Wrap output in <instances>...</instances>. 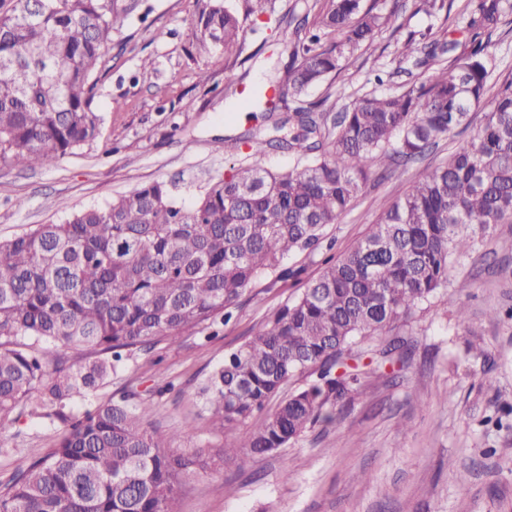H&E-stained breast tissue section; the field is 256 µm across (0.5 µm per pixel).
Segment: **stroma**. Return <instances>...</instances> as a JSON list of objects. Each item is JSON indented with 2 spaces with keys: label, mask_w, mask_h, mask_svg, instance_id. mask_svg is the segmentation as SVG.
<instances>
[{
  "label": "stroma",
  "mask_w": 512,
  "mask_h": 512,
  "mask_svg": "<svg viewBox=\"0 0 512 512\" xmlns=\"http://www.w3.org/2000/svg\"><path fill=\"white\" fill-rule=\"evenodd\" d=\"M206 0H141L112 35L97 72L93 110L100 135L88 145L34 169L0 163V240L37 224L61 222L69 213L104 205L154 180L175 183L189 202L209 178L227 173L243 153L224 142L267 126L262 111L248 107L252 86L284 73L292 63L295 28L286 16L304 17L313 0H271L267 15L245 16V0H224L243 14L240 54L197 53L195 17ZM448 13L428 17L413 7L395 9L392 22L370 46L350 57L309 102L337 112L375 90V75L396 89L422 83L426 68L398 61L410 33L434 31L466 42L468 0H445ZM151 67H143V59ZM456 128L402 178L372 179L338 223L329 225L332 248L296 255L300 281L268 290L256 284L238 301L233 320L218 336L193 333L153 353L135 356L93 399L75 412L108 400L129 384L151 391L153 424L174 454L209 448L219 435L202 413L197 391L224 360L305 282L316 278L328 253H341L362 238L384 208L448 150L469 138ZM450 277L466 306V324L439 305L423 306L400 331L410 346L405 364L388 365L369 379L342 422H317L285 451L245 458L189 478L182 512H512V224H499ZM480 344L483 355L469 351ZM55 428L21 418L0 433V480L22 460L43 455ZM371 479L358 481L360 472Z\"/></svg>",
  "instance_id": "obj_1"
}]
</instances>
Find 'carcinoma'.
<instances>
[{
    "instance_id": "cac0c4a2",
    "label": "carcinoma",
    "mask_w": 512,
    "mask_h": 512,
    "mask_svg": "<svg viewBox=\"0 0 512 512\" xmlns=\"http://www.w3.org/2000/svg\"><path fill=\"white\" fill-rule=\"evenodd\" d=\"M470 43L434 38L420 85L373 91L329 117L306 104L343 63L388 26L365 0H315L295 27L294 65L254 102L274 112L277 141L297 165H261L269 141L251 140L246 159L186 204L163 180L38 224L0 241V429L21 417L57 426L54 446L0 481V512H181V489L200 470L239 449L267 455L289 447L333 410L352 402L366 378L405 341L390 340L374 366L352 354L359 339L409 322L418 308L463 306L448 295L453 259L478 235L512 223V78L501 81L470 138L391 203L368 232L286 301L201 383L202 411L219 433L248 426L242 439L205 452L173 454L148 427L150 397L134 386L119 398L73 412L124 372L138 352L233 318L256 281L296 280L290 256L315 250L378 173L401 177L484 100L487 37L512 14V0H469ZM436 16L445 0H414ZM140 0H0V162L48 165L99 136L92 111L95 72L112 33ZM198 50L240 51L244 28L223 0L197 22ZM310 381L280 396L289 380Z\"/></svg>"
}]
</instances>
